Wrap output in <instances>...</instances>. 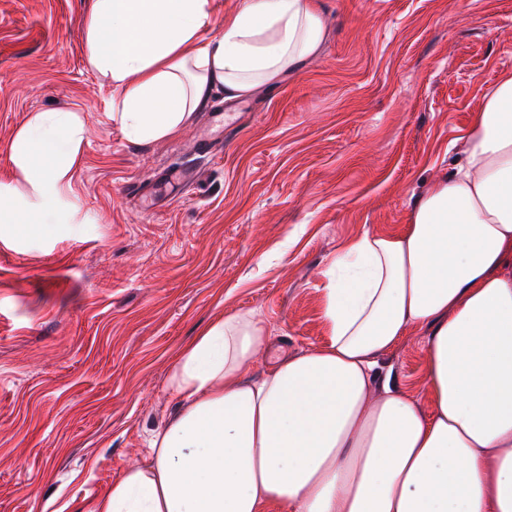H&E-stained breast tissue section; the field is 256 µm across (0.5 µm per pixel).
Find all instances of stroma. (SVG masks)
Wrapping results in <instances>:
<instances>
[{
    "label": "stroma",
    "mask_w": 512,
    "mask_h": 512,
    "mask_svg": "<svg viewBox=\"0 0 512 512\" xmlns=\"http://www.w3.org/2000/svg\"><path fill=\"white\" fill-rule=\"evenodd\" d=\"M319 54L251 97L216 96L175 136L130 141L85 62L92 0H0V191L33 112L85 120L70 224L0 232V512H90L183 408L169 376L215 320L254 313L246 376L328 339L322 272L343 241L408 223L512 72V0H316ZM197 179L143 210L184 163ZM431 411L411 331L387 356Z\"/></svg>",
    "instance_id": "1"
}]
</instances>
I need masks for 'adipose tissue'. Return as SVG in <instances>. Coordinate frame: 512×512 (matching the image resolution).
Here are the masks:
<instances>
[{
    "mask_svg": "<svg viewBox=\"0 0 512 512\" xmlns=\"http://www.w3.org/2000/svg\"><path fill=\"white\" fill-rule=\"evenodd\" d=\"M212 0H92L87 66L136 142L177 134L213 96L235 101L315 58L314 0H243L201 39ZM75 111L35 112L8 152L28 195L0 224L64 223L84 158ZM328 340L245 372L271 342L254 315L220 319L176 360L185 407L91 512H512V73L473 115L458 157L408 224L347 240L323 273ZM424 332V413L380 356Z\"/></svg>",
    "mask_w": 512,
    "mask_h": 512,
    "instance_id": "adipose-tissue-1",
    "label": "adipose tissue"
}]
</instances>
